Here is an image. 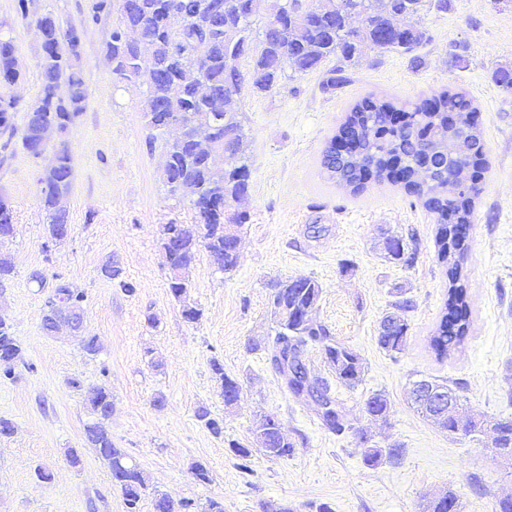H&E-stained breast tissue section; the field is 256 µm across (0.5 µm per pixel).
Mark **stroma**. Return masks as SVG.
<instances>
[{
	"instance_id": "35a3bbf8",
	"label": "stroma",
	"mask_w": 512,
	"mask_h": 512,
	"mask_svg": "<svg viewBox=\"0 0 512 512\" xmlns=\"http://www.w3.org/2000/svg\"><path fill=\"white\" fill-rule=\"evenodd\" d=\"M94 0H0V22L12 37L20 70L0 96L23 118L41 93L40 42L35 19L53 13L62 27L82 30L80 66L89 98L69 127L73 182L63 206L70 232L60 242L45 231L48 213L40 178L47 158L0 134V200L16 231L0 240L14 277L0 293L22 347L10 378L0 379V512H125L107 465L89 448L90 416L83 390L112 391L107 427L116 447L148 479L140 512H154L155 495L173 503L208 500L224 512H422L437 493L452 490L461 512H491L512 497V465L499 458L489 435L448 436L410 405L414 380L447 381L477 418H512V94L495 83L512 69V0H452L441 13L422 14L427 40L415 54L372 49L344 66L335 90L322 88L324 71L287 74L268 92L243 89L237 100L245 126L242 163L249 188L239 203L249 221L240 233L239 260L218 270L199 252L189 295L202 311L184 320L170 294L159 246L161 225L192 224L188 200L171 194L163 178L162 145L151 137L139 107L142 87L117 81L105 58L115 15L92 21ZM462 93L477 110L487 146V170L474 196L461 278L472 308L469 336L458 351L438 358L430 337L448 293V276L435 247L437 224L421 200L389 182L355 191L330 178L324 151L353 106L367 97L401 105ZM403 238L412 264L390 260L388 236ZM117 263L137 290L126 294L100 274ZM44 272L48 285L30 282ZM307 277L322 288L314 312L336 338L361 357V382L340 384L319 345H308L311 377L324 380L346 414L344 431L319 419L313 402L288 392L268 359L273 343L270 284ZM68 283L85 296L83 333L100 351L86 354L77 338L45 335L41 315L49 284ZM409 324L405 349L377 343L382 318L397 302ZM220 360L241 394L225 406L212 360ZM79 387H72V380ZM374 394L389 401L386 422L364 411ZM223 419L212 434L199 411ZM275 414L295 443L292 456L254 454L240 463L231 444L253 442L260 415ZM380 448L399 449L392 461L368 466L359 432ZM80 456L70 465L69 450ZM204 463L211 481L197 482L192 463ZM48 480L38 478V471Z\"/></svg>"
}]
</instances>
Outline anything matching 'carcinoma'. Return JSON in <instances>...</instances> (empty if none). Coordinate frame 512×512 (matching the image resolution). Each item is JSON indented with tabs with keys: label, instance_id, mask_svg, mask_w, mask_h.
Returning a JSON list of instances; mask_svg holds the SVG:
<instances>
[{
	"label": "carcinoma",
	"instance_id": "obj_1",
	"mask_svg": "<svg viewBox=\"0 0 512 512\" xmlns=\"http://www.w3.org/2000/svg\"><path fill=\"white\" fill-rule=\"evenodd\" d=\"M171 5L181 20L170 26L158 25L160 4ZM208 0H95L93 17L114 12L119 20L105 53L112 58V75L130 85H145L141 112L149 129L162 133L180 117L209 134L210 147L224 149V131L234 130L244 138L239 112L224 108V101L242 93L245 85L257 91L272 90L290 69L303 75L324 67L326 61L349 62L362 55L366 46L380 47L403 54L415 51L426 40L421 27L408 24L397 32L384 27L391 14L417 16L423 11L446 12L451 0H237L234 11L219 24H204L200 16L207 10ZM154 26V47L147 56L121 39L120 30L132 26ZM47 36L40 45L42 89L29 109L22 128L13 121L15 102L0 98V133L13 138L18 135L22 147L32 152L39 143L38 130L45 123L57 128L61 139L52 145L56 167L41 177L48 207L46 230L50 239L60 240V225L68 223V214L58 206L70 192L73 178L70 147L62 135L85 108L88 88L79 58L62 52L63 32L54 17H48ZM254 74L246 81L243 76ZM20 78L16 50L12 38L0 36V83L14 84ZM443 107L430 108L427 101L394 104L366 98L357 103L339 128L335 139L355 142L352 152H338L328 146L322 158L323 167L336 182L357 190L367 176L379 181H391L392 161L409 169L419 164L424 154L422 141L433 133L443 144V152L432 156L429 180L410 182L405 189L422 199L426 209L436 215L435 243L438 260L447 266L448 299L431 336V347L440 358L459 348L469 335L472 310L467 288L460 283L459 258L468 249L466 231L471 224L472 198H461L448 187V167L459 161L448 154V135L454 123L469 124L475 151L470 157L474 175L481 177L486 170V145L477 125L469 122L474 114L472 100L461 93L441 95ZM405 114L404 125L396 127L390 114ZM164 175L173 194L191 199L198 210L197 224H163L160 247L170 272L171 295L181 303L183 318L194 323L201 310L187 301L190 288L187 270L194 264L200 250H205L213 265L222 271L236 267V244L224 236V204L243 194L248 184L247 166L241 165L242 175L220 171L208 165L206 155L179 139L163 145ZM13 215L8 205L0 201V237L15 233ZM390 257L403 264L413 262L402 239L386 244ZM101 274L128 294L136 286L125 279L121 268L108 262ZM322 289L313 279L299 277L278 282L272 288L276 334L270 350L274 369L284 377L288 390L296 397L321 398L335 407L318 412L323 425L331 431L345 429L342 407L329 394L321 380L310 381L307 372L292 370L294 362L305 368L302 357L310 344L322 347L336 380L353 388L361 382L363 362L350 346L332 336L328 329L309 313L320 300ZM84 295L64 282L52 286L42 316V330L51 334L57 329L61 309L83 316ZM409 324L400 315H389L381 324L378 345L389 353L406 347ZM20 354L21 348L13 326L0 316V351ZM216 381L224 393V404L238 400V382L224 372L217 359L211 363ZM411 399L416 409L427 419L454 437L459 433L481 434L486 429L494 433L495 451L504 460H512V418L473 420L466 416L464 403L447 384L422 378L413 383ZM85 403L94 416L85 425V436L100 458L107 462L114 485L120 490L126 512H138L139 503L148 485L142 471L127 453L116 447L105 421L112 408V391L105 385L89 387ZM364 410L374 421H385L388 403L384 396L374 394L365 402ZM253 446L231 445L235 456L247 460L259 452L269 458H287L294 452V442L269 427L267 416L259 417L252 428ZM400 449L367 447L363 458L367 465L378 464L382 457H398ZM457 496L451 491L435 495L424 512H460Z\"/></svg>",
	"mask_w": 512,
	"mask_h": 512
}]
</instances>
